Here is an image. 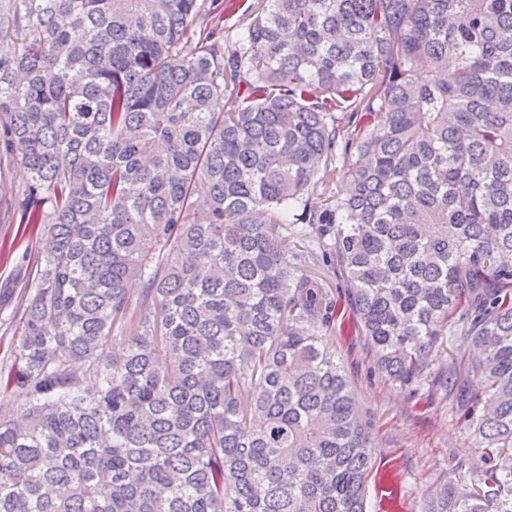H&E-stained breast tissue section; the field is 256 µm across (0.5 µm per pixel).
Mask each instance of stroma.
I'll list each match as a JSON object with an SVG mask.
<instances>
[{
    "label": "stroma",
    "instance_id": "35a3bbf8",
    "mask_svg": "<svg viewBox=\"0 0 512 512\" xmlns=\"http://www.w3.org/2000/svg\"><path fill=\"white\" fill-rule=\"evenodd\" d=\"M43 242L11 215L0 216V357L18 336L17 311L31 264ZM369 426L374 477L366 512H423L443 483H467L478 457L475 437L444 391L410 396L375 373L359 337L336 334Z\"/></svg>",
    "mask_w": 512,
    "mask_h": 512
}]
</instances>
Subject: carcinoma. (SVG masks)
Returning <instances> with one entry per match:
<instances>
[{"label":"carcinoma","mask_w":512,"mask_h":512,"mask_svg":"<svg viewBox=\"0 0 512 512\" xmlns=\"http://www.w3.org/2000/svg\"><path fill=\"white\" fill-rule=\"evenodd\" d=\"M244 14L229 50L206 0H0L8 206L47 240L0 361L26 394L0 512H365L338 329L455 390L478 461L426 512H512V0ZM0 172V184H2L0 197L2 199L10 197L11 189L27 179L26 170L18 162L9 158H2ZM297 268L300 273L319 277L331 289L336 299L341 296L343 288H340L338 274L326 261L324 263L320 262L317 266L302 261L301 264L297 265Z\"/></svg>","instance_id":"obj_1"}]
</instances>
